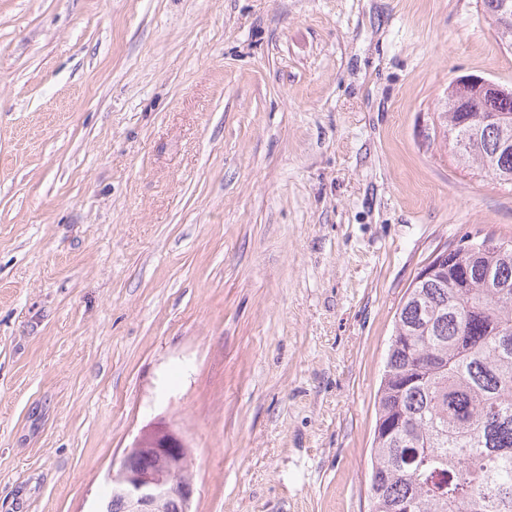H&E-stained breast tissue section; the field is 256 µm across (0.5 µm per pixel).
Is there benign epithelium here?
Returning a JSON list of instances; mask_svg holds the SVG:
<instances>
[{
    "mask_svg": "<svg viewBox=\"0 0 512 512\" xmlns=\"http://www.w3.org/2000/svg\"><path fill=\"white\" fill-rule=\"evenodd\" d=\"M482 86L486 99L478 107L468 104L470 91ZM451 97L466 112H491V102L512 96V88L481 77L465 76L452 84ZM96 512H192L196 493L191 473V450L172 431L126 448L118 466L112 467Z\"/></svg>",
    "mask_w": 512,
    "mask_h": 512,
    "instance_id": "7a95c632",
    "label": "benign epithelium"
}]
</instances>
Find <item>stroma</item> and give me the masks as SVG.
Returning <instances> with one entry per match:
<instances>
[{"label":"stroma","mask_w":512,"mask_h":512,"mask_svg":"<svg viewBox=\"0 0 512 512\" xmlns=\"http://www.w3.org/2000/svg\"><path fill=\"white\" fill-rule=\"evenodd\" d=\"M512 88L482 0H0V512L189 444L193 512H368L397 306L512 185L443 134Z\"/></svg>","instance_id":"stroma-1"}]
</instances>
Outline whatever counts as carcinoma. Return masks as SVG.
I'll return each instance as SVG.
<instances>
[{"instance_id": "1", "label": "carcinoma", "mask_w": 512, "mask_h": 512, "mask_svg": "<svg viewBox=\"0 0 512 512\" xmlns=\"http://www.w3.org/2000/svg\"><path fill=\"white\" fill-rule=\"evenodd\" d=\"M444 113L460 161L512 184V98ZM395 313L370 449V512H512V241L440 252Z\"/></svg>"}]
</instances>
